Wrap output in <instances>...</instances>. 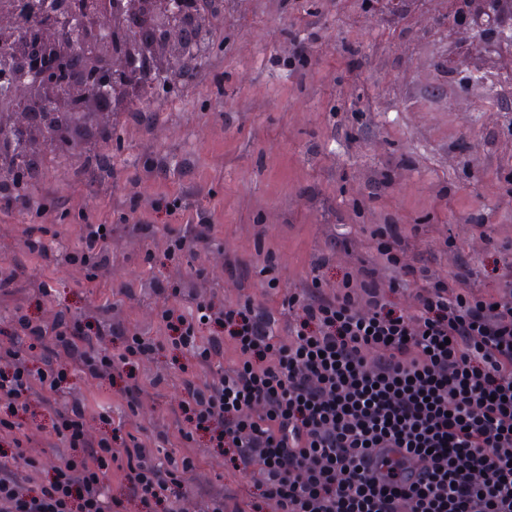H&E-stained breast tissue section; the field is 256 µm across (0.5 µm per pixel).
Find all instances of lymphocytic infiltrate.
<instances>
[{
    "instance_id": "1",
    "label": "lymphocytic infiltrate",
    "mask_w": 512,
    "mask_h": 512,
    "mask_svg": "<svg viewBox=\"0 0 512 512\" xmlns=\"http://www.w3.org/2000/svg\"><path fill=\"white\" fill-rule=\"evenodd\" d=\"M373 238L375 257L338 285L315 276L284 294V321L248 291L247 258L228 264L239 282L232 299L154 281L189 303L159 313L174 347L203 365L228 344L238 354L210 382L181 370V442L208 436L225 471L253 485L250 512H512V257H503L496 286L477 294L464 254L441 278L405 261L401 225H379ZM105 239L98 224H84L70 259L106 269ZM210 240L196 211L165 244L196 255ZM109 338L120 354L109 352ZM162 347L121 324L62 311L0 327V434H12L19 465L0 467V512H124L121 500H103L115 470L138 512H181L193 464L172 455L158 462L167 430L90 437L84 403L63 394L77 362L87 378L119 383L138 409L147 388L168 380L138 373ZM37 398L53 403V428L69 447L91 451L61 457L43 478L38 460L20 451V415Z\"/></svg>"
}]
</instances>
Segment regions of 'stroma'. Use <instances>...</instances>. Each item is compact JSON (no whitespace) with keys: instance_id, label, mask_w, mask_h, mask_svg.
<instances>
[{"instance_id":"1","label":"stroma","mask_w":512,"mask_h":512,"mask_svg":"<svg viewBox=\"0 0 512 512\" xmlns=\"http://www.w3.org/2000/svg\"><path fill=\"white\" fill-rule=\"evenodd\" d=\"M201 68L158 95L117 101L103 114L106 135L79 147L40 140L33 205L0 210V268L24 261L27 270L0 290V326L26 312L52 319L60 308L93 317L101 306L127 328L156 337L157 315L174 297L153 292L151 279L194 283L199 294L234 297L226 258L252 255L254 297L279 307L284 293L311 278V264L341 240L324 271L336 284L374 255L370 231L401 224L407 260L426 259L447 275L456 250L474 260L471 286L494 287L500 248L512 244V50L463 63L479 65L486 81L462 85L448 73L470 37L463 17L449 19L448 0H224ZM153 113L147 130L125 124L129 108ZM96 156L110 169L88 167ZM200 194H192V187ZM144 202L165 198L152 212L159 232L180 230V200L212 224L201 256L170 260L133 231L131 193ZM112 227L104 247L110 269L88 277L69 262L82 219ZM42 239L49 258L28 254L26 235ZM271 252L279 278L267 288L263 259ZM133 285L136 300L120 295ZM82 400L91 433L113 420L123 431L166 428L178 439L174 386L149 393L131 412L118 387L87 379L71 367L65 385ZM52 412L34 402L22 418L27 454L49 470L67 453ZM194 462L184 481L195 512L201 495L249 487L224 471L206 440L186 446Z\"/></svg>"}]
</instances>
